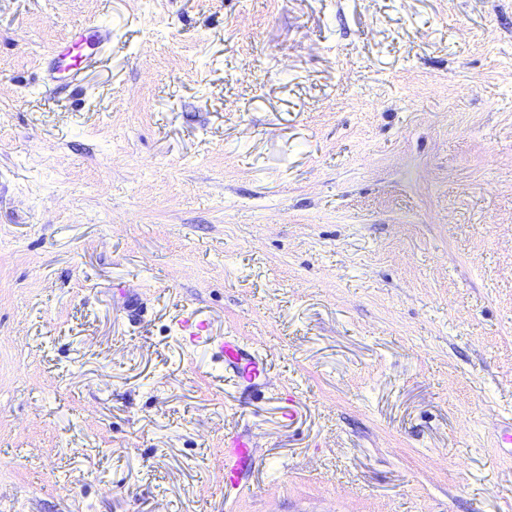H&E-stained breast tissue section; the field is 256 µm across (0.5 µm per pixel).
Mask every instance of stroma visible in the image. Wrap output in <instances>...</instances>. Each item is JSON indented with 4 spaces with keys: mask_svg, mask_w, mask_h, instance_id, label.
Masks as SVG:
<instances>
[{
    "mask_svg": "<svg viewBox=\"0 0 512 512\" xmlns=\"http://www.w3.org/2000/svg\"><path fill=\"white\" fill-rule=\"evenodd\" d=\"M511 420L512 0H0V512H512ZM110 38L109 29L97 25H81L71 37L57 49L44 77V83L55 86L74 84L83 69L94 61L97 49ZM177 326L187 347L209 346L212 358L237 375L245 390L262 384L266 375L265 358L241 336H208L206 325L193 316L183 317ZM255 459L254 443L249 435L233 433L224 436V481L227 479L232 486H239L240 475Z\"/></svg>",
    "mask_w": 512,
    "mask_h": 512,
    "instance_id": "obj_1",
    "label": "stroma"
}]
</instances>
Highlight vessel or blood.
<instances>
[{"label": "vessel or blood", "instance_id": "vessel-or-blood-1", "mask_svg": "<svg viewBox=\"0 0 512 512\" xmlns=\"http://www.w3.org/2000/svg\"><path fill=\"white\" fill-rule=\"evenodd\" d=\"M110 38L109 29L97 25L77 27L71 37L57 49L44 77L46 85L77 82L83 69L90 66L96 52ZM187 347L204 344L210 347L214 360L238 376L244 388L259 386L265 377V358L258 349L239 336H211L206 326L187 316L177 323ZM256 459L254 443L249 435L233 433L224 437V477L231 485H239L245 468Z\"/></svg>", "mask_w": 512, "mask_h": 512}]
</instances>
